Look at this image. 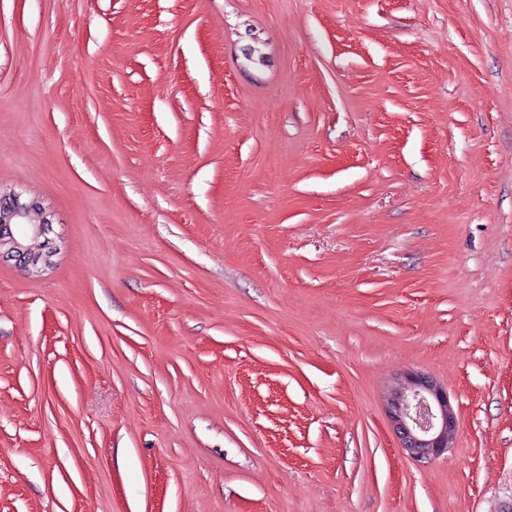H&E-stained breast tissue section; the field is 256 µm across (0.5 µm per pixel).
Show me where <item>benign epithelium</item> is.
<instances>
[{"label":"benign epithelium","instance_id":"obj_1","mask_svg":"<svg viewBox=\"0 0 512 512\" xmlns=\"http://www.w3.org/2000/svg\"><path fill=\"white\" fill-rule=\"evenodd\" d=\"M31 204L22 194H0V255L16 260L26 270L47 262L51 215L39 224L29 222ZM386 415L406 455L428 464L451 447L457 417L448 391L431 376L414 370L402 373L386 398Z\"/></svg>","mask_w":512,"mask_h":512}]
</instances>
